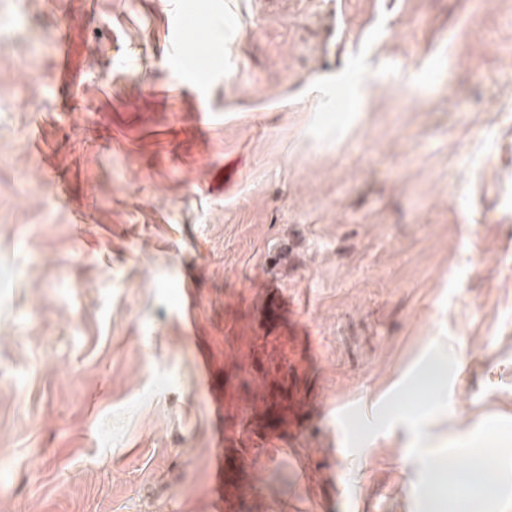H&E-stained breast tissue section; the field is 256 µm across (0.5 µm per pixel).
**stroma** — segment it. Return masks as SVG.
Returning a JSON list of instances; mask_svg holds the SVG:
<instances>
[{
	"label": "stroma",
	"instance_id": "stroma-1",
	"mask_svg": "<svg viewBox=\"0 0 512 512\" xmlns=\"http://www.w3.org/2000/svg\"><path fill=\"white\" fill-rule=\"evenodd\" d=\"M440 341L435 448L512 418V0H0V512H218L222 447L234 512H428L339 415ZM212 55L208 43L193 42L179 54V60L199 75H208L212 69Z\"/></svg>",
	"mask_w": 512,
	"mask_h": 512
}]
</instances>
